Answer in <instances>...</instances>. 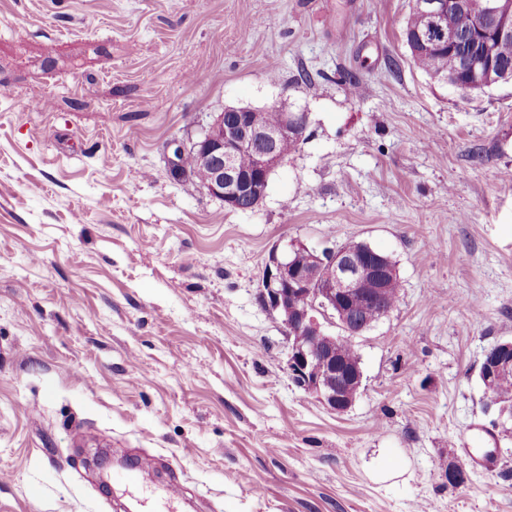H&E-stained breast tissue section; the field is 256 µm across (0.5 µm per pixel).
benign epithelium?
<instances>
[{"instance_id":"benign-epithelium-1","label":"benign epithelium","mask_w":512,"mask_h":512,"mask_svg":"<svg viewBox=\"0 0 512 512\" xmlns=\"http://www.w3.org/2000/svg\"><path fill=\"white\" fill-rule=\"evenodd\" d=\"M465 7V0H413L412 9L426 15L435 25L437 35L421 36L413 45L436 49L447 46L459 53L466 67L479 69L484 78L469 85L481 91L500 70L490 47L494 42L512 39V0H489L487 13L477 32L462 35L448 30V15ZM484 46L476 57L467 43ZM278 124L259 121V113L247 107H227L194 136L173 138L167 145V167L172 178L180 180L183 157L191 154L195 165L206 171L202 188L224 207L251 211L264 200L272 172L288 159L284 146L302 142L307 129V115L280 108ZM250 156L247 170L239 166V156ZM397 274L389 256L367 244L346 243L321 252L303 243H294L289 251L272 250L266 263L259 300L278 314L286 330V369L298 388L315 395L338 414L346 413L355 403L363 380L359 359L341 362L337 347L341 337L327 331L325 324L339 327L347 335L370 329L378 319L389 315L384 309L379 318L361 319L358 304L374 302L384 296L386 280ZM302 293L306 304L295 305ZM512 370V341L504 340L489 347L480 366L479 377L490 405L497 406L494 425L512 422V407L500 403L495 395V378Z\"/></svg>"}]
</instances>
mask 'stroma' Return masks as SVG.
<instances>
[{"instance_id": "stroma-1", "label": "stroma", "mask_w": 512, "mask_h": 512, "mask_svg": "<svg viewBox=\"0 0 512 512\" xmlns=\"http://www.w3.org/2000/svg\"><path fill=\"white\" fill-rule=\"evenodd\" d=\"M411 9L0 0V512H512L479 378L512 339V83L418 69ZM271 105L308 126L255 210L170 176L169 140ZM295 241L366 243L402 282L343 414L258 298ZM100 449L150 459L143 491L102 492Z\"/></svg>"}]
</instances>
